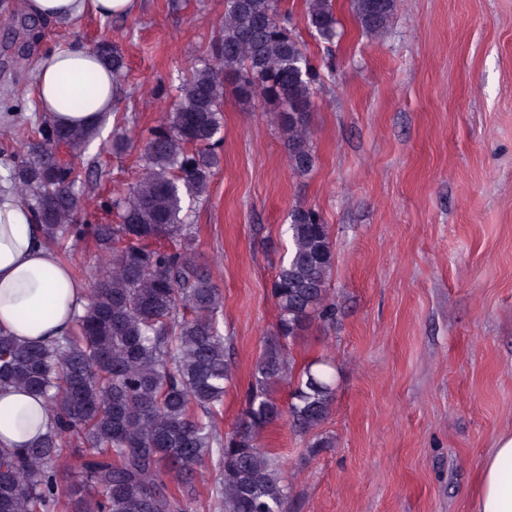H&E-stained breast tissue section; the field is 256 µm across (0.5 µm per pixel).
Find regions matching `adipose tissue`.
I'll use <instances>...</instances> for the list:
<instances>
[{
    "label": "adipose tissue",
    "mask_w": 512,
    "mask_h": 512,
    "mask_svg": "<svg viewBox=\"0 0 512 512\" xmlns=\"http://www.w3.org/2000/svg\"><path fill=\"white\" fill-rule=\"evenodd\" d=\"M135 0H25L28 13L47 21L70 20L94 8L103 18L131 12ZM94 73L97 87L86 108L68 110L60 101L62 83L78 85ZM34 94L39 110L66 127L108 126L116 98L112 71L90 49L56 47L35 61ZM86 283L50 248L38 242L31 211L0 194V328L19 340L47 344L69 332L87 302ZM41 397L19 389L0 390V446H27L46 430ZM474 512H512V433L501 434L484 458Z\"/></svg>",
    "instance_id": "ef3b65f1"
}]
</instances>
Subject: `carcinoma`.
<instances>
[{
  "label": "carcinoma",
  "mask_w": 512,
  "mask_h": 512,
  "mask_svg": "<svg viewBox=\"0 0 512 512\" xmlns=\"http://www.w3.org/2000/svg\"><path fill=\"white\" fill-rule=\"evenodd\" d=\"M281 2L224 0L210 56L177 87L172 109L145 139L136 180L106 208L118 223H77L83 172L59 155V147L78 150L97 130L44 118L10 155L11 189L32 210L42 243L54 249L69 236L90 241L104 265L66 335L35 345L0 328V388L42 396L49 415L47 431L31 445L0 447V512H54L73 458V512H193L191 478L207 465L214 473L207 508L282 512L283 462L259 445L261 432L282 421L309 437V453L330 447L317 430L332 409L334 366L315 360L295 376L291 351L314 324L334 319L328 225L313 209L289 211L290 249L271 288L274 331L254 365L240 421L223 432L224 395L234 380L224 295L195 256L183 219L185 199L207 197L220 166L226 85L244 99L259 92L275 107L295 173L314 165L310 121L319 76ZM351 8L363 30L377 32L390 22L395 0H352ZM304 22L335 40V0H306ZM95 50L120 79L126 64L119 48L103 39ZM95 86L87 73L81 88H63V104L84 108ZM283 385L290 388L285 405L277 398Z\"/></svg>",
  "instance_id": "1"
}]
</instances>
